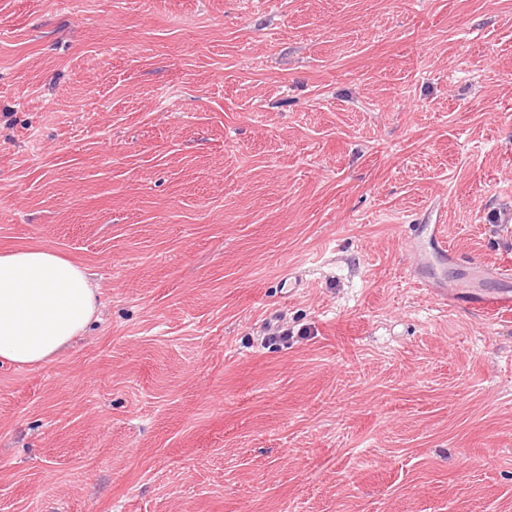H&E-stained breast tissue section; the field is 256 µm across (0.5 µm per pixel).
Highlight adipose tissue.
<instances>
[{
	"instance_id": "1",
	"label": "adipose tissue",
	"mask_w": 512,
	"mask_h": 512,
	"mask_svg": "<svg viewBox=\"0 0 512 512\" xmlns=\"http://www.w3.org/2000/svg\"><path fill=\"white\" fill-rule=\"evenodd\" d=\"M99 290L81 265L32 247L0 254V362L55 359L97 319Z\"/></svg>"
}]
</instances>
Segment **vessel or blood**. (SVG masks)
I'll use <instances>...</instances> for the list:
<instances>
[{"label":"vessel or blood","instance_id":"vessel-or-blood-1","mask_svg":"<svg viewBox=\"0 0 512 512\" xmlns=\"http://www.w3.org/2000/svg\"><path fill=\"white\" fill-rule=\"evenodd\" d=\"M411 249L415 254V262L410 267L414 277H421L424 265L430 259L442 262L451 261L452 256L448 251L445 240L439 234L438 224H414L410 227ZM469 275L475 280V287L469 290H461L448 283L435 282L431 288L433 293L450 305L466 304L484 310L508 311L512 309V269L503 267L494 272H486L480 264H472ZM493 277L498 283L497 288L486 290L480 288L479 283L486 277Z\"/></svg>","mask_w":512,"mask_h":512}]
</instances>
